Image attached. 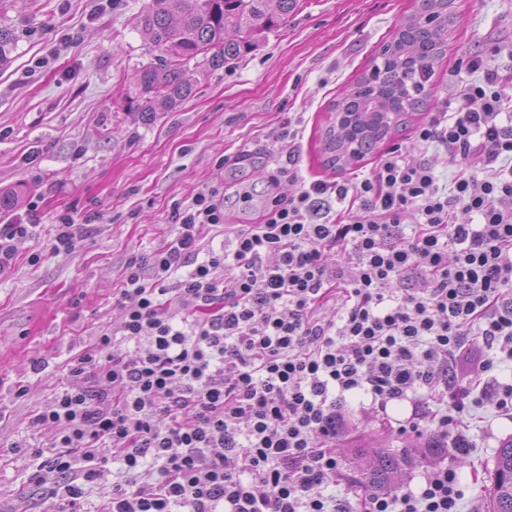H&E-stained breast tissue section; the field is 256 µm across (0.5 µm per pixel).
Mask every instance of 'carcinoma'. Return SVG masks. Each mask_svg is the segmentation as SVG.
Returning <instances> with one entry per match:
<instances>
[{"label": "carcinoma", "instance_id": "cac0c4a2", "mask_svg": "<svg viewBox=\"0 0 512 512\" xmlns=\"http://www.w3.org/2000/svg\"><path fill=\"white\" fill-rule=\"evenodd\" d=\"M383 45V61L363 72L329 111L340 118L321 135L322 166L338 172L374 153L408 117L427 105L425 83L448 50V29L457 21L454 0H413ZM299 0H149L139 17L145 39L166 57L137 74L131 108L152 120L157 106L172 107L192 93L188 63L200 56L224 66L279 30ZM370 455L366 481L378 492L396 489L394 475L406 458L390 448H359ZM487 512H512V436L503 439L494 464Z\"/></svg>", "mask_w": 512, "mask_h": 512}]
</instances>
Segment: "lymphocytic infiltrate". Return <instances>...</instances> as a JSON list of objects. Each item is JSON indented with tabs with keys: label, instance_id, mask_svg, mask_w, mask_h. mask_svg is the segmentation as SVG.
<instances>
[{
	"label": "lymphocytic infiltrate",
	"instance_id": "f902f5d3",
	"mask_svg": "<svg viewBox=\"0 0 512 512\" xmlns=\"http://www.w3.org/2000/svg\"><path fill=\"white\" fill-rule=\"evenodd\" d=\"M453 110L430 113L417 146H394L364 177L274 196L261 223L204 250L224 201L175 205L162 249L131 255L117 328L68 368L31 426L35 485L84 512H460L454 467L419 490L339 495L337 407L408 402L400 432L464 447L475 377L512 359V63H467ZM119 477L109 480V470Z\"/></svg>",
	"mask_w": 512,
	"mask_h": 512
}]
</instances>
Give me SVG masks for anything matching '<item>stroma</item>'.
Returning a JSON list of instances; mask_svg holds the SVG:
<instances>
[{
    "mask_svg": "<svg viewBox=\"0 0 512 512\" xmlns=\"http://www.w3.org/2000/svg\"><path fill=\"white\" fill-rule=\"evenodd\" d=\"M410 3L301 0L237 64L214 68L191 60V95L146 121L129 108L128 96L137 72L158 54L137 28L148 0H112L96 15L93 0H0V25L15 37L0 65V191L22 202L1 212L0 222L23 217L31 202L40 217L32 236L18 242L11 273L0 277V512H59L60 502L29 481L32 449L48 448L55 430L29 420L60 391L66 363L119 325L113 291L127 258L159 248L173 230L174 205L202 190L223 195L225 224L259 223L268 197L297 193L300 183L269 182L286 163L288 145L279 136L285 121L297 124L303 177L334 178L319 152V134L333 118L329 103L371 67ZM455 9L459 19L429 87L428 110L444 107L455 79H468L470 57L493 56L496 46L512 42V0H455ZM66 32L76 42L24 78L30 60ZM246 150L251 161L229 164ZM246 190L251 197L244 201ZM63 215L85 227L70 254L51 249ZM37 361L45 365L38 373ZM340 411V480L353 492L362 490L366 462L355 457L352 443H388L410 458L397 476L403 485L418 487L427 470L456 464L463 512L482 507L497 448L512 435V420L489 399L471 407L461 455L426 449L427 435L399 434L409 404L380 413L369 397L349 394ZM16 442L21 450L14 453Z\"/></svg>",
    "mask_w": 512,
    "mask_h": 512,
    "instance_id": "stroma-1",
    "label": "stroma"
}]
</instances>
